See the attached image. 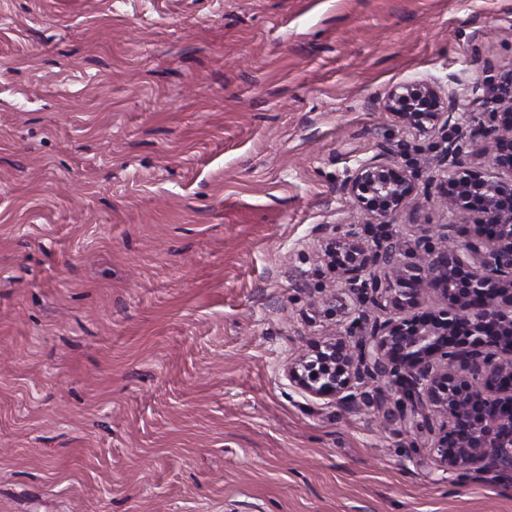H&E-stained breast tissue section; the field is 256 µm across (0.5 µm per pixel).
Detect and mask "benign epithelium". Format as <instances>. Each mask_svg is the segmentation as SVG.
Instances as JSON below:
<instances>
[{
  "label": "benign epithelium",
  "mask_w": 512,
  "mask_h": 512,
  "mask_svg": "<svg viewBox=\"0 0 512 512\" xmlns=\"http://www.w3.org/2000/svg\"><path fill=\"white\" fill-rule=\"evenodd\" d=\"M489 113L470 119V144L499 172L512 176V76L482 96ZM385 107L418 133L441 135V181L449 209L471 206L482 194L481 243L437 251L432 236L402 249L388 239L366 245L356 224L336 225L332 248L345 253L348 288L361 301L385 308L413 306L434 292L446 302L436 315L376 320L363 313L335 339L317 345L288 367V380L310 394L353 405L384 380L392 394L379 402L410 414L415 427L429 426V413L443 416L433 448L434 463L460 476L512 470V208L499 203L508 189L461 160L462 116L448 111V97L428 80L395 86ZM344 192L380 226L414 197V177L382 149L348 172ZM402 254L407 260L395 258Z\"/></svg>",
  "instance_id": "7a95c632"
}]
</instances>
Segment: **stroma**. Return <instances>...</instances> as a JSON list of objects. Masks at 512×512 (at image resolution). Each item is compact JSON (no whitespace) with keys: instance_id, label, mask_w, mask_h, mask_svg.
<instances>
[{"instance_id":"35a3bbf8","label":"stroma","mask_w":512,"mask_h":512,"mask_svg":"<svg viewBox=\"0 0 512 512\" xmlns=\"http://www.w3.org/2000/svg\"><path fill=\"white\" fill-rule=\"evenodd\" d=\"M512 74V0H0V512H512L435 435L285 373L357 302L326 246L388 91Z\"/></svg>"}]
</instances>
